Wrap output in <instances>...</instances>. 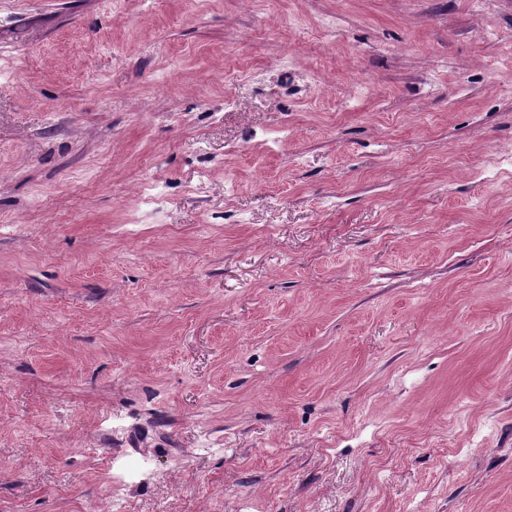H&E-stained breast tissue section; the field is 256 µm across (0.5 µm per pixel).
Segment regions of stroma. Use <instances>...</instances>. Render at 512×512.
<instances>
[{"label":"stroma","mask_w":512,"mask_h":512,"mask_svg":"<svg viewBox=\"0 0 512 512\" xmlns=\"http://www.w3.org/2000/svg\"><path fill=\"white\" fill-rule=\"evenodd\" d=\"M512 0H0V512H512Z\"/></svg>","instance_id":"1"}]
</instances>
